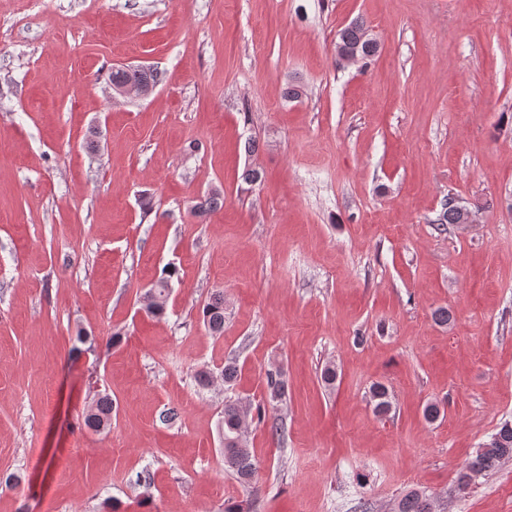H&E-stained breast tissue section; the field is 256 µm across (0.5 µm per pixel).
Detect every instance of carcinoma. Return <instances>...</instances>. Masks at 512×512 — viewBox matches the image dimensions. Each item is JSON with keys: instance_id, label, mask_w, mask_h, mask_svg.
<instances>
[{"instance_id": "carcinoma-1", "label": "carcinoma", "mask_w": 512, "mask_h": 512, "mask_svg": "<svg viewBox=\"0 0 512 512\" xmlns=\"http://www.w3.org/2000/svg\"><path fill=\"white\" fill-rule=\"evenodd\" d=\"M336 47L357 52L361 60L376 55L379 50L378 43L368 37L367 29L360 22H352L338 31ZM111 80L117 84L149 88L160 82L161 74L152 68L115 69L112 71ZM223 205V196L215 190L196 203L193 210L197 213H204L216 210ZM466 221L467 218L460 211L446 203L443 204V211L438 218L439 224H464ZM175 274V270H169L167 276L162 278L154 287L148 289L144 297H157L159 299L167 297L171 279ZM202 316L204 327L211 335L223 336L224 294L214 295L203 307ZM237 372L236 363L226 362L217 372L212 370L198 371L195 375V381L203 389L210 388L220 381L224 384V390L228 391L236 381ZM266 384L271 399L281 398L284 393V382L281 373H267ZM371 401L375 412L378 414H387L392 408L388 389L382 384L373 387ZM112 410H114L112 398L108 395L99 396L85 417V426L94 433L110 431ZM247 415L248 410L241 400L231 396L224 398V416L222 419L224 464L234 473L241 484L250 486L255 481L259 465L243 441ZM506 460H512V422L510 421L502 423L496 432L490 436L489 441L477 451L471 460L464 464L458 474V485L464 490L469 488L479 477L496 469ZM397 509L398 512H434L431 497L419 492L410 494L400 500Z\"/></svg>"}]
</instances>
